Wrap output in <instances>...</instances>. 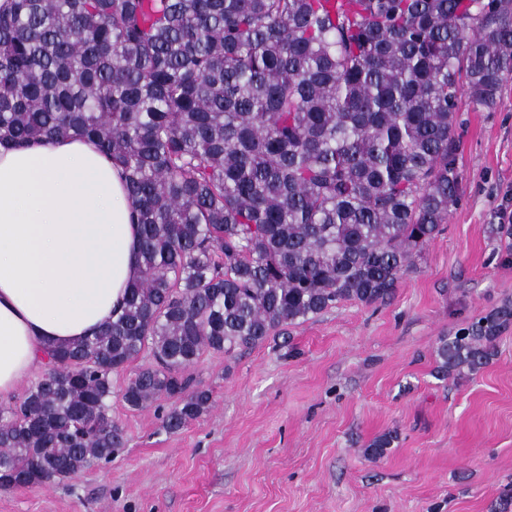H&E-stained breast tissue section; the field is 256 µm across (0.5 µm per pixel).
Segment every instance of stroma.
Masks as SVG:
<instances>
[{
    "label": "stroma",
    "mask_w": 512,
    "mask_h": 512,
    "mask_svg": "<svg viewBox=\"0 0 512 512\" xmlns=\"http://www.w3.org/2000/svg\"><path fill=\"white\" fill-rule=\"evenodd\" d=\"M460 201L380 305L344 302L190 372L211 409L171 432L161 399H112L127 446L104 466L0 491V512H495L512 486V326L474 375L436 378L441 337L512 303V80L461 102ZM393 433L384 456L366 455Z\"/></svg>",
    "instance_id": "1"
}]
</instances>
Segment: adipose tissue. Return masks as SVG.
I'll list each match as a JSON object with an SVG mask.
<instances>
[{"label": "adipose tissue", "mask_w": 512, "mask_h": 512, "mask_svg": "<svg viewBox=\"0 0 512 512\" xmlns=\"http://www.w3.org/2000/svg\"><path fill=\"white\" fill-rule=\"evenodd\" d=\"M121 167L71 136L0 148V402L50 346L92 337L139 276Z\"/></svg>", "instance_id": "1"}]
</instances>
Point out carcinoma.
I'll list each match as a JSON object with an SVG mask.
<instances>
[{
	"label": "carcinoma",
	"instance_id": "carcinoma-1",
	"mask_svg": "<svg viewBox=\"0 0 512 512\" xmlns=\"http://www.w3.org/2000/svg\"><path fill=\"white\" fill-rule=\"evenodd\" d=\"M512 0H12L0 147L71 132L121 162L141 277L93 338L46 351L0 406V490L112 460V375L176 431L188 369L343 301L384 302L459 201V103L497 106ZM512 304L440 340L435 375L497 355ZM395 436L366 448L382 456Z\"/></svg>",
	"mask_w": 512,
	"mask_h": 512
}]
</instances>
